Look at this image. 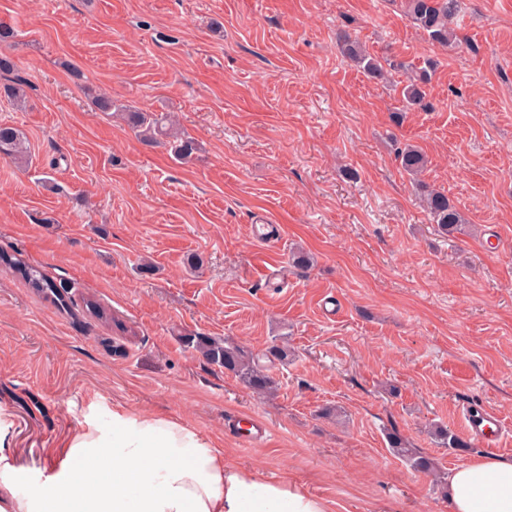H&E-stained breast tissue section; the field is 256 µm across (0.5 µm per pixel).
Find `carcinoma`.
Listing matches in <instances>:
<instances>
[{
  "mask_svg": "<svg viewBox=\"0 0 512 512\" xmlns=\"http://www.w3.org/2000/svg\"><path fill=\"white\" fill-rule=\"evenodd\" d=\"M458 0H404L407 16L412 23L428 35V38L443 47L456 39V34L450 27V20L455 14ZM338 43L342 51L354 61L365 73L375 78H383L388 71L402 69L401 63L388 62L383 65L379 57L367 52L352 39L349 32L343 30L338 35ZM434 63L429 61L419 72L408 77L402 95L404 108L407 110L423 106L425 85L431 78ZM98 108L104 112L112 109L125 115L126 120L146 143L166 141L173 155L181 160L189 158L194 149V142L185 137L175 128L168 115L131 111L124 105H116L111 99L101 97L97 101ZM24 163L28 151L26 141L21 131L11 125L0 124V155ZM396 159L403 171L417 178L421 201L432 221L442 230L452 234L463 229V218L459 210L450 202L448 196L419 179L427 166L426 156L414 145H407L396 150ZM0 261L9 265L23 275L36 291L53 298L61 306H66V300L57 284L47 278L40 270L27 265L17 257H7L0 254ZM187 344L201 353L208 361L224 367L225 370L237 376L242 383L259 395L269 394L275 389L273 378L267 373L264 359H279L287 357V351L279 345H272L266 354L253 355L243 348L225 340L209 336H188ZM435 435L441 444L450 448H467L469 443L448 429L438 428ZM391 447L395 448L417 471L428 472L434 469V463L415 448L406 446V442L395 432L389 434Z\"/></svg>",
  "mask_w": 512,
  "mask_h": 512,
  "instance_id": "carcinoma-1",
  "label": "carcinoma"
}]
</instances>
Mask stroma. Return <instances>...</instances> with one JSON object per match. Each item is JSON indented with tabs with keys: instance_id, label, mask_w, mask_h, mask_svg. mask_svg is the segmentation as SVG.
<instances>
[{
	"instance_id": "obj_1",
	"label": "stroma",
	"mask_w": 512,
	"mask_h": 512,
	"mask_svg": "<svg viewBox=\"0 0 512 512\" xmlns=\"http://www.w3.org/2000/svg\"><path fill=\"white\" fill-rule=\"evenodd\" d=\"M459 4L442 47L401 0H0L16 63L0 88L26 93L0 95V123L29 144L27 167L0 156V252L71 299L0 266V439L21 494L116 406L179 420L338 512H449L388 435L448 473L484 453L429 432L464 435L466 403L499 416L512 458V0ZM342 30L403 70L366 76ZM429 60L428 109L403 111L408 68ZM99 95L178 116L193 155L141 141ZM407 144L463 231L430 221L395 158ZM267 218L272 247L252 236ZM197 333L254 354L286 343L277 393L186 346ZM0 261L21 273L32 286V288H35L36 291L44 294L47 297L55 298V300L58 301V303L63 308L64 306L67 307L66 300L64 299L62 293V291H64L62 287H58L54 281L47 278L40 270L27 265L24 261L17 257L12 258L0 254Z\"/></svg>"
}]
</instances>
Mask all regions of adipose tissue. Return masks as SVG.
<instances>
[{
	"label": "adipose tissue",
	"mask_w": 512,
	"mask_h": 512,
	"mask_svg": "<svg viewBox=\"0 0 512 512\" xmlns=\"http://www.w3.org/2000/svg\"><path fill=\"white\" fill-rule=\"evenodd\" d=\"M0 454V512H331L291 481L225 460L175 419L113 408L89 416L59 451L37 497L20 495ZM450 512H512V458L478 456L448 473Z\"/></svg>",
	"instance_id": "obj_1"
}]
</instances>
